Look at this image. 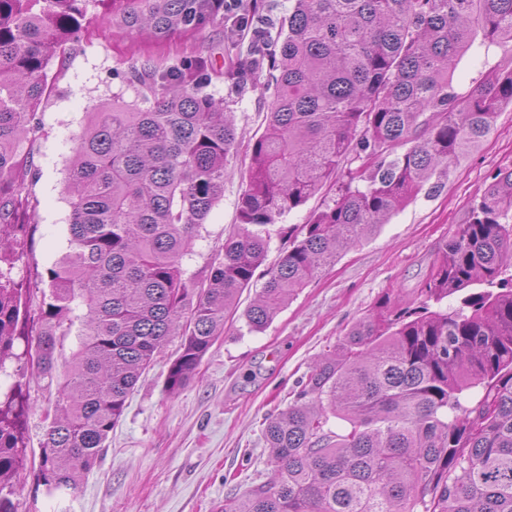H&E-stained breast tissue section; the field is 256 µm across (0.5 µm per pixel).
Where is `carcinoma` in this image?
<instances>
[{
	"label": "carcinoma",
	"mask_w": 512,
	"mask_h": 512,
	"mask_svg": "<svg viewBox=\"0 0 512 512\" xmlns=\"http://www.w3.org/2000/svg\"><path fill=\"white\" fill-rule=\"evenodd\" d=\"M88 0H0V512H18L28 470L46 494L78 488L100 461L140 375L182 337L166 386L195 374L239 294L253 331L341 251L424 188L438 187L512 106V69L466 97L450 81L477 32L512 40V0H292L277 24L242 0L231 34L252 31L247 58L220 73L234 88L268 72L275 92L250 147L240 230L224 239L206 283L184 258L215 205L237 146L216 73L199 52L168 66L151 51L197 37L230 15L225 0H100L114 33L146 47L125 76L140 101L91 113L68 168L71 258L47 269L36 310L14 277L32 243L33 142L46 68L79 39ZM345 173L333 203L301 225L264 269L271 227ZM512 168L498 170L468 220L436 250L400 308L387 292L326 354L288 408L265 421L272 479L224 512H512ZM489 291L462 294L474 284ZM78 345L27 468L26 374L54 379L62 338ZM22 352H17L19 345ZM482 397L469 406L474 388ZM345 422L334 431L330 418Z\"/></svg>",
	"instance_id": "carcinoma-1"
}]
</instances>
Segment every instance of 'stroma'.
<instances>
[{
    "mask_svg": "<svg viewBox=\"0 0 512 512\" xmlns=\"http://www.w3.org/2000/svg\"><path fill=\"white\" fill-rule=\"evenodd\" d=\"M104 12L98 0H89L83 35L70 43L66 67L53 62L47 68L52 89L39 109L33 145L40 177L28 187L37 224L31 249L14 270L33 288L41 287L48 267L72 252L67 168L79 134L98 105L116 96L136 98L123 80L138 63L131 54L135 41L106 29ZM504 68L512 69V41L476 38L457 65L453 90L466 96L488 71ZM207 91L232 113L240 148L226 168L224 197L184 260L188 274L200 279L238 226L237 203L249 164L245 149L263 130L261 110L272 94L261 79L237 93L216 78ZM507 167L512 168V107L500 112L492 132L448 180L435 191L421 192L375 234L322 268L264 330H249L239 314L229 319L195 376L175 393L165 379L181 339L170 337L139 378L100 462L79 487L50 497L32 476L21 474L18 512H213L225 497L268 482L273 467L261 433L264 419L287 409L298 381L368 316L387 289H394L404 305L415 306L436 248L465 222L491 175ZM56 396V384L31 375L27 437L32 449L40 447L45 413Z\"/></svg>",
    "mask_w": 512,
    "mask_h": 512,
    "instance_id": "stroma-1",
    "label": "stroma"
}]
</instances>
